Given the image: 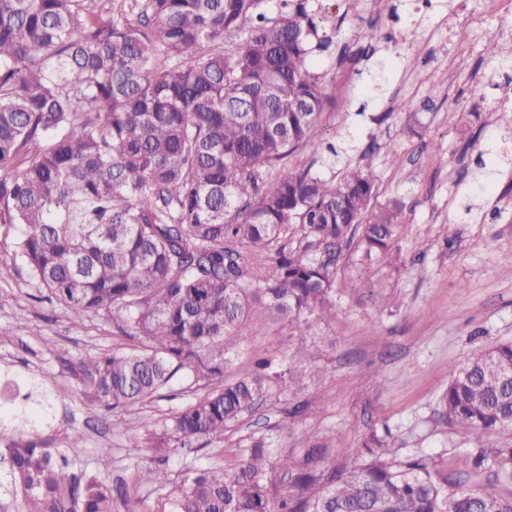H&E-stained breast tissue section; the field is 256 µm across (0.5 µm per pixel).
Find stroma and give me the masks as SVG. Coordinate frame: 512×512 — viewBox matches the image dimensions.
Segmentation results:
<instances>
[{
    "label": "stroma",
    "mask_w": 512,
    "mask_h": 512,
    "mask_svg": "<svg viewBox=\"0 0 512 512\" xmlns=\"http://www.w3.org/2000/svg\"><path fill=\"white\" fill-rule=\"evenodd\" d=\"M413 0L342 4L336 42L354 54L323 58L319 70L328 92L347 101L344 112L325 113L316 136L334 144L341 161L375 149L376 195L371 209L398 198L405 207L390 262L362 264L357 246L344 251L336 272L335 310L309 321L304 335L284 321L261 331L244 329L224 378L253 373L256 360H288L303 369L305 386L280 382L255 411L228 428L223 442L195 453H175L164 467L166 486L142 484L137 475L153 464L142 422L163 424L205 384L175 378L142 406L107 410L85 392L81 358L130 347L115 324L90 320L74 325L70 310L41 299L16 255L18 224L0 223V373L65 384L73 393L39 430L0 429V446L39 433L44 440L69 437L80 470L111 485L112 512H159L189 472L214 463L239 467L252 438H265L272 455L302 458L318 445L316 472L362 460L364 439L384 436L391 458L427 456L447 472L470 469L481 441L474 432L449 426L439 398L454 369L477 351L512 340V106L492 113L466 112L458 82L486 84L489 100L512 97V86L487 84L483 52L496 37L497 19L482 20V0H432L424 18L411 20ZM473 26L470 63L461 80L450 75L448 23ZM438 95H430L429 87ZM410 100L407 112H388V102ZM478 135L494 142L498 195L487 196L480 151L460 154ZM443 157L429 165L428 153ZM453 246H446L448 232ZM358 288H349L350 279ZM39 335H32L31 327Z\"/></svg>",
    "instance_id": "1"
}]
</instances>
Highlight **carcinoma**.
<instances>
[{"mask_svg":"<svg viewBox=\"0 0 512 512\" xmlns=\"http://www.w3.org/2000/svg\"><path fill=\"white\" fill-rule=\"evenodd\" d=\"M0 0V223L20 224L18 254L36 288L71 310L122 322L130 349L79 361L107 409L143 404L177 376L213 388L173 415L151 448L196 451L264 397L280 374L265 360L224 382L245 322L297 332L333 307L336 251L359 235L366 260L392 257L404 203L375 212L373 152L335 168L313 137L344 108L315 72L336 29L308 0ZM512 341L476 353L440 397L443 418L479 435L475 466L512 486ZM69 394L55 384L15 405L43 424ZM65 438L34 435L0 453V500L26 512H112V488L76 472ZM367 460L315 489L291 457L251 443L236 472L187 477L161 512H512V493L468 488L432 459ZM294 474L298 500L274 504L268 473ZM141 481L168 473L145 466Z\"/></svg>","mask_w":512,"mask_h":512,"instance_id":"obj_1","label":"carcinoma"}]
</instances>
